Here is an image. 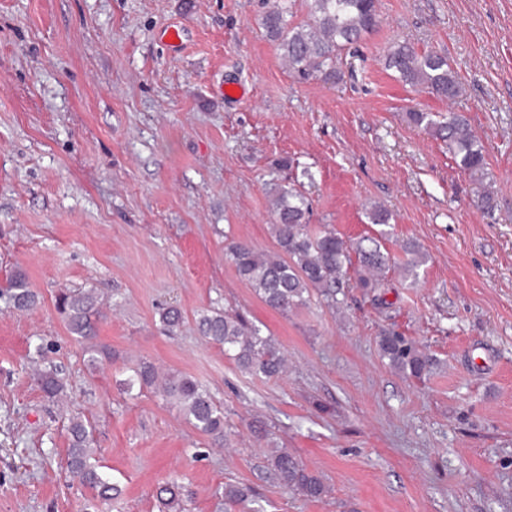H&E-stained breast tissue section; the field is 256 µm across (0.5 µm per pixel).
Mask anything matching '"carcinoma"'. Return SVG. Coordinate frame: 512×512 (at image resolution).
I'll return each instance as SVG.
<instances>
[{
  "label": "carcinoma",
  "mask_w": 512,
  "mask_h": 512,
  "mask_svg": "<svg viewBox=\"0 0 512 512\" xmlns=\"http://www.w3.org/2000/svg\"><path fill=\"white\" fill-rule=\"evenodd\" d=\"M378 24L377 0H310L307 20L294 26L288 24V6L284 3L274 5L262 17L267 36L277 43L293 73L302 80L324 83L336 80L342 52ZM385 65L405 83L441 100L451 101L460 94L459 78L444 55L422 53L403 42L387 52ZM408 119L447 143L462 171L473 178L484 174L485 146L463 114L450 112L439 118L429 112L413 111L408 113ZM273 212L275 250L272 253L260 252L244 242L232 241L227 246L238 276L267 306L288 313L306 305L313 289L338 304L336 294L355 261L360 267L358 281L362 287L381 286L377 276L386 273L391 257L378 239L362 237L348 243L329 228L311 229L307 224L309 201L291 187L275 189ZM406 253L409 255L406 275L414 280L428 257L413 244L406 247ZM8 302L17 310L29 309L37 303V294L20 268L9 279ZM55 307L72 335L85 341L96 336L93 316L99 313V296L94 289H67L56 296ZM182 323L183 316L176 308H166L160 313V326L167 334H174ZM198 328L207 342L224 348V356L241 371L265 379L278 378L284 373L286 356L281 345L272 336L262 335L257 326L242 316L226 312L204 314L198 320ZM379 350L391 367L411 378H423L434 366V359L426 350L395 333L380 337ZM36 381L51 398L64 392V383L53 368L39 371ZM156 385L195 429L215 441L227 440L229 432L223 405L189 376L173 374L161 378L152 363L141 361L124 382V390L130 392L136 386ZM94 454L87 423L79 417L72 418L68 448L70 476L91 489L96 500L110 502L119 498L121 488L91 464ZM266 461L284 490L310 499H319L327 493L323 480L308 471L289 449H268ZM181 495L182 486L176 483L167 482L158 487L157 498L168 508L180 505ZM252 496L253 490L246 485L225 484V510L230 512Z\"/></svg>",
  "instance_id": "obj_1"
}]
</instances>
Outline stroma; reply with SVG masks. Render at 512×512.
<instances>
[{
	"instance_id": "obj_1",
	"label": "stroma",
	"mask_w": 512,
	"mask_h": 512,
	"mask_svg": "<svg viewBox=\"0 0 512 512\" xmlns=\"http://www.w3.org/2000/svg\"><path fill=\"white\" fill-rule=\"evenodd\" d=\"M267 0H0V288L23 268L37 305L0 298V512H512V0H378L379 26L345 51L336 82L300 81L261 25ZM182 32L171 46L167 28ZM396 42L446 55L448 103L384 66ZM464 114L482 177L408 112ZM294 185L308 222L345 240L392 215L381 288L348 272L338 305L288 314L238 277L226 239L274 250L271 189ZM429 260L405 280L406 244ZM63 288L104 297L88 353L55 310ZM175 305L185 322L159 324ZM227 310L273 336L288 372L240 371L198 329ZM395 331L436 360L423 379L382 359ZM65 382L47 398L36 348ZM189 375L223 404L217 444L153 389L124 393L138 361ZM92 424L101 471L122 494L91 504L66 470L68 427ZM290 449L329 495L284 491L268 444Z\"/></svg>"
}]
</instances>
